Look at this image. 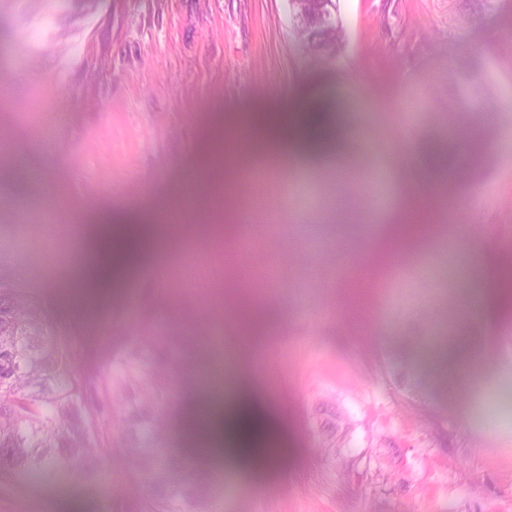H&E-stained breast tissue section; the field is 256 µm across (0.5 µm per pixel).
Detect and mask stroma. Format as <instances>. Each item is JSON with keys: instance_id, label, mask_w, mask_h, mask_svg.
<instances>
[{"instance_id": "stroma-1", "label": "stroma", "mask_w": 512, "mask_h": 512, "mask_svg": "<svg viewBox=\"0 0 512 512\" xmlns=\"http://www.w3.org/2000/svg\"><path fill=\"white\" fill-rule=\"evenodd\" d=\"M345 40L322 62L298 42L288 0H0V265L75 321L88 346L148 334L207 361L240 346L239 386L277 429L269 463L199 460L194 418L208 394L179 374L166 446L190 476L216 479L223 512H512V0L461 27L450 0H337ZM491 80L485 112H449L456 82ZM331 112L316 162L270 153L263 179H235L213 135L250 116ZM41 168L50 185L28 181ZM203 176L224 199L225 236L193 234ZM427 202L428 232L390 216ZM55 204L88 223L109 210L158 214L164 263L148 260L101 300L71 277L83 253L68 223L30 255L22 217ZM250 243L252 279L224 254ZM371 286L356 296L363 279ZM468 319L473 392L443 338ZM339 448H321L327 419ZM91 486L0 481V512L142 506L132 461Z\"/></svg>"}]
</instances>
